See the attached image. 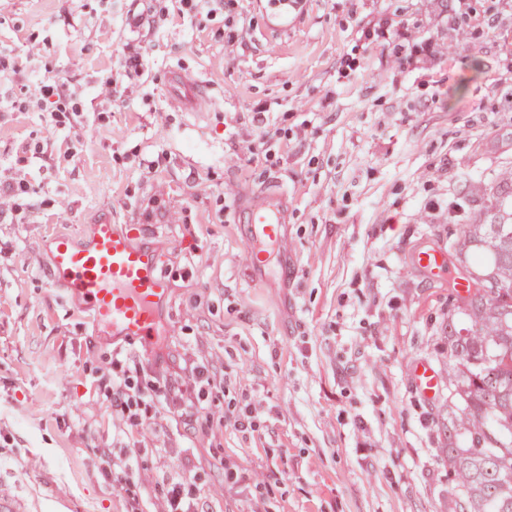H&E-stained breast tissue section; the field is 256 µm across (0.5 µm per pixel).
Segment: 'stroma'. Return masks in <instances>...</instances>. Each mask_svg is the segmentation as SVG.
<instances>
[{
  "mask_svg": "<svg viewBox=\"0 0 512 512\" xmlns=\"http://www.w3.org/2000/svg\"><path fill=\"white\" fill-rule=\"evenodd\" d=\"M1 49L31 81L70 80L83 110L50 130L0 109V183L41 186L0 214V484L28 512H164L175 471L213 512H458L448 339L470 296L414 256L470 276L449 241L512 207V0H0ZM176 70L206 111L177 105ZM265 192L288 222L257 275L240 212ZM104 219L165 257L152 347L53 284L50 238ZM118 353L142 389L207 367L189 390L205 417L170 404L129 427L102 397ZM413 380L416 388L426 397L434 396L438 387L439 378L435 369L426 362L417 364L413 372Z\"/></svg>",
  "mask_w": 512,
  "mask_h": 512,
  "instance_id": "1",
  "label": "stroma"
}]
</instances>
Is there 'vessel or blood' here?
I'll return each instance as SVG.
<instances>
[{"mask_svg":"<svg viewBox=\"0 0 512 512\" xmlns=\"http://www.w3.org/2000/svg\"><path fill=\"white\" fill-rule=\"evenodd\" d=\"M177 101L203 110L198 81L176 73ZM246 250L250 266L264 271L268 249L277 247L285 222L283 203L276 195L251 205L245 215ZM52 276L64 283L96 325L114 337L152 345L165 326L169 288L162 271L163 257L152 248L137 246L124 225L101 222L92 225L86 240L67 235L53 239ZM417 266L430 276L451 277L458 291L468 283L455 276L446 254L427 249L415 257ZM413 380L420 393L433 397L439 378L426 362L417 364Z\"/></svg>","mask_w":512,"mask_h":512,"instance_id":"1","label":"vessel or blood"}]
</instances>
